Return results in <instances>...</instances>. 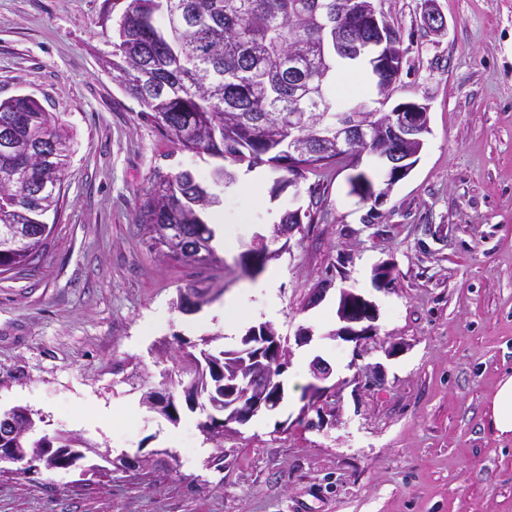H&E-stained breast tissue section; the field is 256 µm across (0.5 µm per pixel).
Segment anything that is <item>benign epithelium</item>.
I'll list each match as a JSON object with an SVG mask.
<instances>
[{"label": "benign epithelium", "mask_w": 512, "mask_h": 512, "mask_svg": "<svg viewBox=\"0 0 512 512\" xmlns=\"http://www.w3.org/2000/svg\"><path fill=\"white\" fill-rule=\"evenodd\" d=\"M348 10L358 17L363 24L370 27L372 37H349V54L360 61L367 62L375 75H380L388 67L402 68V61L394 56L391 44L387 42L386 24L374 6V0H347ZM429 116L427 106L417 102L401 103L389 111L367 106L359 112H324L320 118V135L318 140L311 142L288 141V164L304 160L310 156L321 154L319 142L332 141L336 144V152L356 155L361 146L372 143L379 148L370 152L380 163L382 170L394 177V182L387 185L381 197H386L394 187V183L404 178L414 166L413 159L424 146V138L429 133ZM276 253L269 250L266 239L256 240L244 252L246 264L243 268L254 271L266 264ZM204 293L189 291L180 296V306L185 312L196 311L201 306ZM337 316L341 326L332 331L331 336L345 341L360 342L369 336L375 328L373 323L377 318V307L374 302L364 296L342 290L339 298ZM252 341L250 349L255 351L253 361L257 365L246 372L240 380H224V394L232 399L237 391L245 394L246 402L232 415L224 420V431L232 432L230 424L240 426L247 424L252 417L261 412L273 411L281 403V393L270 392L267 375V364L278 366L284 371L290 365L291 350L282 342V337L269 324H261L250 334ZM310 372L314 382L309 384L305 395L308 406L322 401L336 390V385L328 386L326 381L332 375L331 365L321 357L314 358L310 363ZM147 407L152 411L167 413L171 418L178 416L177 405L173 404L167 393L158 388H148L144 394ZM24 429L14 410L0 412V469L8 470V466L16 465L23 469L33 466L31 461L18 457L14 449L3 448L1 444L14 437ZM41 452L54 458V468L62 470L81 469V475L86 476L100 469L121 472H142L164 462L163 451L152 450L145 454L134 456L122 454L111 457V453L96 452V455L107 464L102 467L88 460V448H43Z\"/></svg>", "instance_id": "1"}]
</instances>
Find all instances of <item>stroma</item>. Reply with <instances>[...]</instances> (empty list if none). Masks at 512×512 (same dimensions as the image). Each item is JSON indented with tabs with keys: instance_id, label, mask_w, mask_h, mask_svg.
Returning a JSON list of instances; mask_svg holds the SVG:
<instances>
[{
	"instance_id": "stroma-1",
	"label": "stroma",
	"mask_w": 512,
	"mask_h": 512,
	"mask_svg": "<svg viewBox=\"0 0 512 512\" xmlns=\"http://www.w3.org/2000/svg\"><path fill=\"white\" fill-rule=\"evenodd\" d=\"M399 31L390 102L429 108L409 174L381 202L350 191L351 168L271 197L217 187L227 246L202 267L166 256L139 221L155 175L209 177L218 161L183 150L107 66L124 0H0V101L33 95L74 134L40 258L0 275V411L28 408L40 434L82 436L113 455L169 449L174 468L98 478L72 470L0 476V512H512V435L492 400L512 376V0H375ZM446 22L423 25L425 7ZM313 220L288 242L274 224ZM258 235L280 272L274 296L238 266ZM393 270L385 288L376 267ZM209 288L198 311L180 291ZM326 297L311 305L320 287ZM378 308L371 338L333 337L341 289ZM236 299L238 326L224 330ZM294 339L285 398L224 438L219 467L199 449L202 411H147L144 386L175 372L179 342L233 350L262 323ZM399 349L393 356L385 350ZM332 368L329 410L309 408L315 357ZM380 365L379 384L365 377Z\"/></svg>"
}]
</instances>
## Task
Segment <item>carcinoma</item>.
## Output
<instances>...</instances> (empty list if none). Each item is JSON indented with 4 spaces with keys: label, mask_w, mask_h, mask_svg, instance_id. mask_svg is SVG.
<instances>
[{
    "label": "carcinoma",
    "mask_w": 512,
    "mask_h": 512,
    "mask_svg": "<svg viewBox=\"0 0 512 512\" xmlns=\"http://www.w3.org/2000/svg\"><path fill=\"white\" fill-rule=\"evenodd\" d=\"M308 0H126L112 37V72L123 75L121 89L142 107L183 149L221 158L210 178L220 172L251 170L267 164L282 172L272 195L287 184L297 186L310 174H324L340 163L358 168L355 160L336 157L332 150L300 169L288 165V139L312 131L290 128L286 117L300 106L308 117L326 109L349 111V104L328 94L319 71L328 64L327 78L336 70V41L323 27L336 14V0H320L317 11ZM55 140L59 151L44 154L41 138ZM0 168H14V183H0V274L39 259L51 227L42 223L57 210L73 138L52 113L32 98L19 95L0 102ZM209 186L189 170L160 176L141 196V223L153 233L167 255L201 266L213 259H196L181 247L205 223L215 206ZM238 350L211 352L205 348L178 356L181 392L201 399V408L224 417V404L212 405L209 358L235 370ZM26 432L9 440V447L30 458L37 448H82L85 442L56 434L34 437L36 424L20 412ZM206 440L224 453V431L214 421L201 423Z\"/></svg>",
    "instance_id": "cac0c4a2"
}]
</instances>
